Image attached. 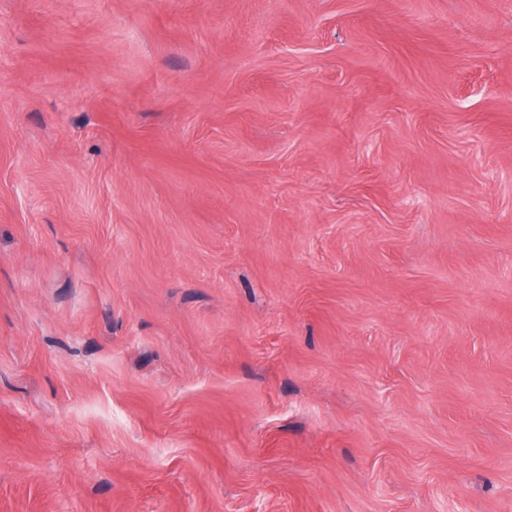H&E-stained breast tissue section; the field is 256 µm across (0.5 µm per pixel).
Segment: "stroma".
Masks as SVG:
<instances>
[{
    "mask_svg": "<svg viewBox=\"0 0 512 512\" xmlns=\"http://www.w3.org/2000/svg\"><path fill=\"white\" fill-rule=\"evenodd\" d=\"M0 512H512V0H0Z\"/></svg>",
    "mask_w": 512,
    "mask_h": 512,
    "instance_id": "1",
    "label": "stroma"
}]
</instances>
